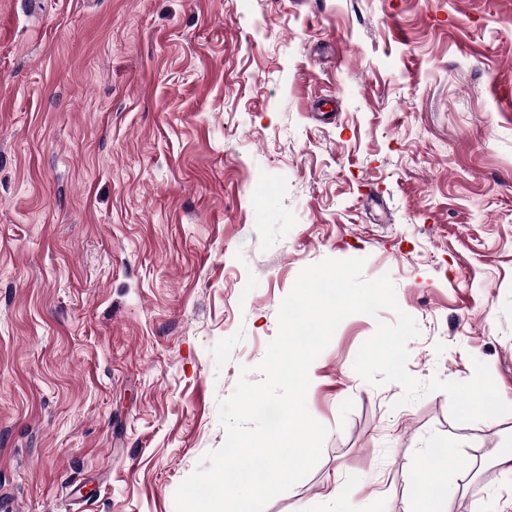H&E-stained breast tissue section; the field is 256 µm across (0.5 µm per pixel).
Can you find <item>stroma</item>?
I'll use <instances>...</instances> for the list:
<instances>
[{
  "mask_svg": "<svg viewBox=\"0 0 512 512\" xmlns=\"http://www.w3.org/2000/svg\"><path fill=\"white\" fill-rule=\"evenodd\" d=\"M364 259L408 373L487 364L500 417L309 369L329 434L264 512H512V0H0V505L175 512L305 267ZM473 468L459 479L457 462ZM413 507L410 512H450L448 493L443 490V483L433 477L418 484L411 496Z\"/></svg>",
  "mask_w": 512,
  "mask_h": 512,
  "instance_id": "35a3bbf8",
  "label": "stroma"
}]
</instances>
